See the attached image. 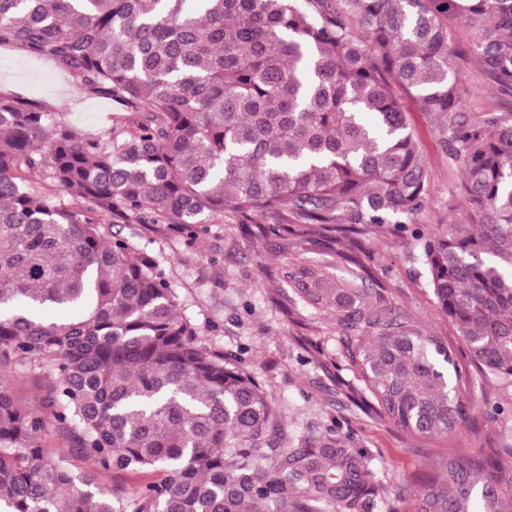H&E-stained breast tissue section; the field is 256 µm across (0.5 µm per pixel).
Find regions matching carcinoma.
Masks as SVG:
<instances>
[{
	"instance_id": "carcinoma-1",
	"label": "carcinoma",
	"mask_w": 512,
	"mask_h": 512,
	"mask_svg": "<svg viewBox=\"0 0 512 512\" xmlns=\"http://www.w3.org/2000/svg\"><path fill=\"white\" fill-rule=\"evenodd\" d=\"M450 19L511 95L512 0H0V46L117 105L106 134H83L0 89V512H376L385 497L354 433L287 428L240 359L200 340L120 222L347 239L350 279L297 263L284 278L292 305L370 336L346 350L357 405L427 437L477 415L512 425L476 404L454 349L361 285V237L397 225L470 363L512 388V114L462 118ZM406 95L463 173L436 230L418 222L430 174ZM504 457L509 440L448 452L415 512H512Z\"/></svg>"
}]
</instances>
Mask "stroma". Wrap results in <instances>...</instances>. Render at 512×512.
<instances>
[{"label":"stroma","mask_w":512,"mask_h":512,"mask_svg":"<svg viewBox=\"0 0 512 512\" xmlns=\"http://www.w3.org/2000/svg\"><path fill=\"white\" fill-rule=\"evenodd\" d=\"M461 80L468 120L482 119L488 112L512 113V95L500 92L476 61L465 64ZM0 86L47 101L82 132L101 131L112 123L110 101L80 93L48 61L7 47L0 48ZM406 107L430 173L431 205L421 221L432 226L450 223L456 216L453 194L461 172L448 161L438 120L419 111L414 102ZM116 230L160 256L181 308L202 328L203 341L240 355L278 403L287 424L298 430L313 424L356 433L388 475L389 512H414L416 499L426 492L449 448L472 451L495 444L496 427L482 420L448 443L402 432L350 401L346 382L351 373L335 310L294 308L283 278L290 258L336 278H349L351 266L342 258L346 240L310 243L299 231L254 238L240 225L218 219L193 239L163 224H120ZM364 246L371 269L366 286L376 289L385 304L408 315L423 334L455 342L456 331L437 307L425 270L409 259L413 240L387 224L369 233Z\"/></svg>","instance_id":"35a3bbf8"}]
</instances>
